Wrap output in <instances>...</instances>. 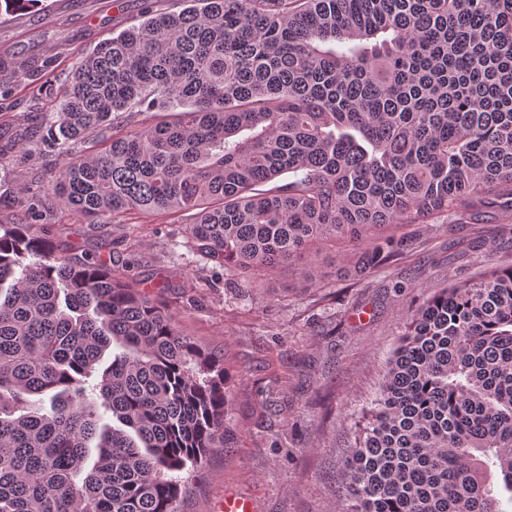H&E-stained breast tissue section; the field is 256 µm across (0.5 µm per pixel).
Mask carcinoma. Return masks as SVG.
<instances>
[{
    "label": "carcinoma",
    "mask_w": 512,
    "mask_h": 512,
    "mask_svg": "<svg viewBox=\"0 0 512 512\" xmlns=\"http://www.w3.org/2000/svg\"><path fill=\"white\" fill-rule=\"evenodd\" d=\"M185 2L71 73L37 139L62 158L41 203L93 222L188 212L193 246L253 281L338 238L360 246L358 276L402 254L394 227L512 196V0ZM141 112L151 122L131 123ZM14 204L0 224V512H178L179 473L230 425L224 355ZM504 493L512 268L410 313L339 512H504Z\"/></svg>",
    "instance_id": "obj_1"
}]
</instances>
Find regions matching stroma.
Returning <instances> with one entry per match:
<instances>
[{
  "instance_id": "obj_1",
  "label": "stroma",
  "mask_w": 512,
  "mask_h": 512,
  "mask_svg": "<svg viewBox=\"0 0 512 512\" xmlns=\"http://www.w3.org/2000/svg\"><path fill=\"white\" fill-rule=\"evenodd\" d=\"M166 0H42L0 11V146L53 120L60 84L101 41ZM39 154L13 152L0 170V222L15 196L40 197L54 178ZM186 218L166 213L91 224L64 207L34 224L75 254L91 253L158 295L180 328L224 352L232 386L231 447L209 449L190 473L180 512H224L228 498L253 512H336L355 423L375 398L409 313L436 288L512 267V210L474 205L428 224H406L411 245L392 265L348 270L356 247L321 244L301 260L249 282L227 279L188 243ZM319 272L315 284L303 272Z\"/></svg>"
}]
</instances>
